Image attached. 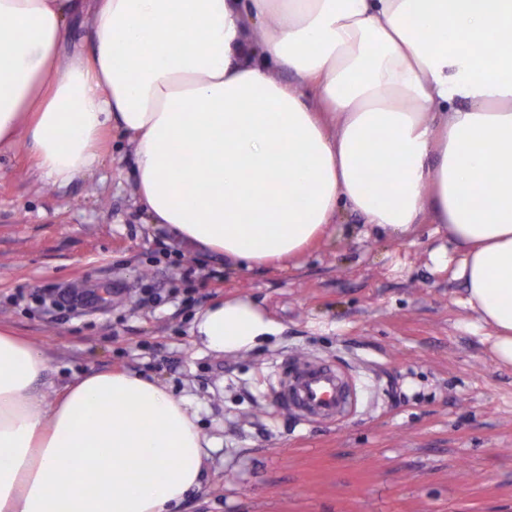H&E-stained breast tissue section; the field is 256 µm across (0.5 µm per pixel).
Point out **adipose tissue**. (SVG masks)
<instances>
[{
  "instance_id": "ef3b65f1",
  "label": "adipose tissue",
  "mask_w": 512,
  "mask_h": 512,
  "mask_svg": "<svg viewBox=\"0 0 512 512\" xmlns=\"http://www.w3.org/2000/svg\"><path fill=\"white\" fill-rule=\"evenodd\" d=\"M83 6L0 0V151L64 185L116 127L149 223L232 269L297 263L344 212L391 237L431 214L512 364V0H89V51L64 55ZM272 331L244 299L192 328L215 352ZM47 370L0 326V512H176L199 488L192 400L111 370L50 401Z\"/></svg>"
}]
</instances>
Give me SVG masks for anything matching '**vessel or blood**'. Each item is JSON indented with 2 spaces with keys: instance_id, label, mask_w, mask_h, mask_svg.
<instances>
[{
  "instance_id": "b4317fda",
  "label": "vessel or blood",
  "mask_w": 512,
  "mask_h": 512,
  "mask_svg": "<svg viewBox=\"0 0 512 512\" xmlns=\"http://www.w3.org/2000/svg\"><path fill=\"white\" fill-rule=\"evenodd\" d=\"M352 374L323 359H297L277 366L269 379L278 409L306 422L340 424L356 413Z\"/></svg>"
}]
</instances>
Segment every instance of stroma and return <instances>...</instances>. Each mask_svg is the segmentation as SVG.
I'll return each mask as SVG.
<instances>
[{
  "mask_svg": "<svg viewBox=\"0 0 512 512\" xmlns=\"http://www.w3.org/2000/svg\"><path fill=\"white\" fill-rule=\"evenodd\" d=\"M102 152L62 186L25 151L0 154V325L45 350L47 396L128 370L198 402L218 446L179 512H512V364L438 267L460 252L431 217L392 238L344 212L298 266L238 272L176 256L136 203L123 135L107 130ZM239 297L277 334L247 352L194 346L196 313ZM306 354L357 377L342 425L273 404L272 371Z\"/></svg>",
  "mask_w": 512,
  "mask_h": 512,
  "instance_id": "35a3bbf8",
  "label": "stroma"
}]
</instances>
